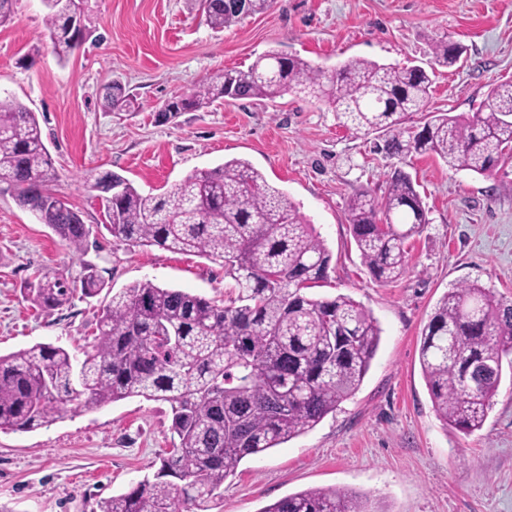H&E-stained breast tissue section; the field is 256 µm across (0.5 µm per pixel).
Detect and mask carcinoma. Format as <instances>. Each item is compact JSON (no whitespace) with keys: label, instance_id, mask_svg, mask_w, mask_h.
Instances as JSON below:
<instances>
[{"label":"carcinoma","instance_id":"obj_1","mask_svg":"<svg viewBox=\"0 0 512 512\" xmlns=\"http://www.w3.org/2000/svg\"><path fill=\"white\" fill-rule=\"evenodd\" d=\"M45 28L61 61L84 36L69 30L61 0H43ZM206 23L222 31L244 14L209 0ZM434 61L461 57L444 34L430 44ZM433 80L422 66L397 68L355 57L327 71L271 50L247 68L226 69L176 101L192 112L219 99H273L292 94L325 102L344 125L375 134L394 154L431 152L455 171L486 175L512 161V80L493 86L485 111L471 117L429 112ZM111 107L131 103L109 88ZM422 114L421 130L406 132ZM60 178L35 113L0 99V184L76 253L88 250L90 227L50 189ZM98 191L110 235L132 245L205 257L224 266L236 297L218 305L150 280L112 294L98 335L83 359L38 343L0 355V430L30 432L68 412L131 397L170 405L173 448L151 477L100 505V512H208L214 492L240 463L313 429L362 384L381 339L377 319L346 295L314 298L305 290L327 277L332 259L313 224L282 191L242 159L196 170L172 190L141 193L110 170L80 177ZM348 221L363 264L382 283L406 272L405 242L430 223L411 176L387 175L384 196L351 197ZM105 288L95 266L78 280L45 272L30 282L44 308L74 292ZM419 362L443 425L481 430L503 369L512 370V302L476 282L448 289L421 332ZM263 512H374L369 498L346 489L290 494Z\"/></svg>","mask_w":512,"mask_h":512}]
</instances>
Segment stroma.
<instances>
[{
    "mask_svg": "<svg viewBox=\"0 0 512 512\" xmlns=\"http://www.w3.org/2000/svg\"><path fill=\"white\" fill-rule=\"evenodd\" d=\"M45 14L43 0H18L0 26V96L35 112L61 176L52 188L85 224L105 221L95 192L78 181L85 172L111 170L159 194L194 171L247 160L332 254L312 295L349 296L382 328L356 393L312 430L244 459L212 512H261L335 487L367 495L376 512H512V381H502L483 429L468 436L438 418L419 362L421 331L448 288L475 282L512 300V167L480 176L430 154L390 155L327 105L290 94L160 115L167 100L275 48L323 68L352 57L433 66L431 111L470 116L493 84L512 78V0H275L221 32L198 0H88L91 36L62 62ZM443 33L464 48L450 68L431 63L429 40ZM32 53L37 64L24 67ZM116 83L132 95L130 109L109 107L105 93ZM394 168L410 174L430 222L406 244L405 274L379 283L361 261L346 204L364 190L382 197ZM98 241L73 252L0 190L1 355L37 343L74 353L93 340L107 292L41 308L28 292L41 270L73 279L92 264L109 289L148 279L219 302L231 290L207 259L106 233ZM170 425L169 404L133 397L32 432L0 430V512H99L103 499L153 475L171 446Z\"/></svg>",
    "mask_w": 512,
    "mask_h": 512,
    "instance_id": "1",
    "label": "stroma"
}]
</instances>
